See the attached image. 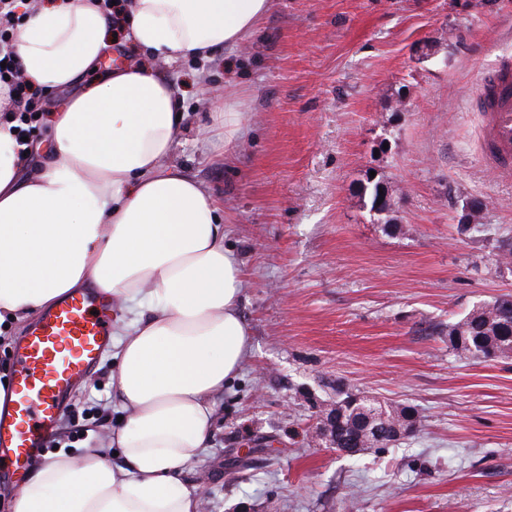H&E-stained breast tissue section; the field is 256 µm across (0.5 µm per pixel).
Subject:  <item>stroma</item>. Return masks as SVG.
Returning <instances> with one entry per match:
<instances>
[{"label":"stroma","mask_w":512,"mask_h":512,"mask_svg":"<svg viewBox=\"0 0 512 512\" xmlns=\"http://www.w3.org/2000/svg\"><path fill=\"white\" fill-rule=\"evenodd\" d=\"M512 56V0H276L245 49L169 65L185 114L169 161L224 208L243 262L251 353L215 398L196 463L209 512H512V357L448 346V324L512 293V182L485 160L467 98ZM247 133L225 159L200 136L225 89ZM400 190L398 226L364 207L368 173ZM482 204V232L458 219ZM112 356L40 454L98 447L119 417ZM413 407L414 437L353 458L316 434L337 391Z\"/></svg>","instance_id":"obj_1"}]
</instances>
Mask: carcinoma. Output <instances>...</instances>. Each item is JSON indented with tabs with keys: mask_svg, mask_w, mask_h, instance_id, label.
<instances>
[{
	"mask_svg": "<svg viewBox=\"0 0 512 512\" xmlns=\"http://www.w3.org/2000/svg\"><path fill=\"white\" fill-rule=\"evenodd\" d=\"M381 198L386 201L383 212H391L395 201L387 187L380 180L366 179L361 192L363 205L373 211ZM448 345L460 355L485 361L512 355V309L504 310L498 297L480 304L448 324ZM328 417L332 418L331 442L338 448H358L362 452L370 448L378 452L387 447L385 443L372 442L379 432L393 434L398 427L403 434L409 429L415 432L419 427L418 416L409 407L391 405L387 419L368 421L358 412V407L343 399L336 401V407L329 410Z\"/></svg>",
	"mask_w": 512,
	"mask_h": 512,
	"instance_id": "cac0c4a2",
	"label": "carcinoma"
}]
</instances>
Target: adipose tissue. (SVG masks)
Masks as SVG:
<instances>
[{
	"label": "adipose tissue",
	"instance_id": "adipose-tissue-1",
	"mask_svg": "<svg viewBox=\"0 0 512 512\" xmlns=\"http://www.w3.org/2000/svg\"><path fill=\"white\" fill-rule=\"evenodd\" d=\"M275 0H129L127 37L165 63L242 47ZM26 79L66 92L51 144L24 166L0 82V322L94 284L136 311L120 330L109 448L36 466L12 512H201L190 473L209 446L213 396L250 352L245 275L220 207L168 156L182 123L162 72L113 62L104 0L34 9L13 40Z\"/></svg>",
	"mask_w": 512,
	"mask_h": 512
}]
</instances>
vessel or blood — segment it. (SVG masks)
<instances>
[{
    "mask_svg": "<svg viewBox=\"0 0 512 512\" xmlns=\"http://www.w3.org/2000/svg\"><path fill=\"white\" fill-rule=\"evenodd\" d=\"M485 114L489 165L512 181V61L484 73L472 92ZM112 340V316L93 289L67 294L16 349L13 399L0 408V464L15 470L53 434L71 391L88 381Z\"/></svg>",
    "mask_w": 512,
    "mask_h": 512,
    "instance_id": "1",
    "label": "vessel or blood"
}]
</instances>
